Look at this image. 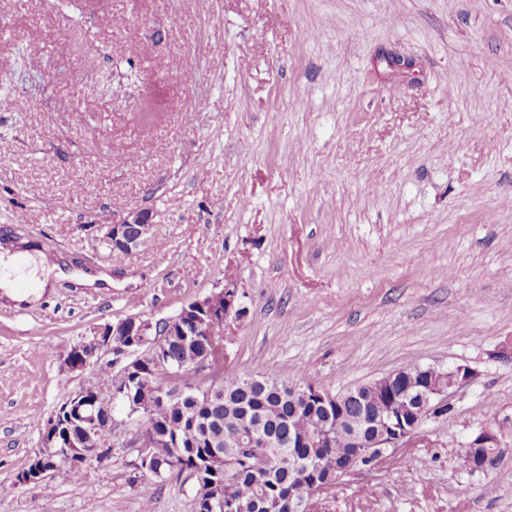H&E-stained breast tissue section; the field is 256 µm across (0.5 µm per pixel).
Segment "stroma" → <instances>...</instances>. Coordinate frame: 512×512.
Here are the masks:
<instances>
[{
  "label": "stroma",
  "mask_w": 512,
  "mask_h": 512,
  "mask_svg": "<svg viewBox=\"0 0 512 512\" xmlns=\"http://www.w3.org/2000/svg\"><path fill=\"white\" fill-rule=\"evenodd\" d=\"M0 235L108 288L0 296V512H194L114 437L50 499L17 477L107 324L236 288L224 371L340 393L409 366L476 376L310 512H512V0H0ZM153 240L111 251L113 220ZM499 423L503 457L460 456ZM153 224V214L150 211L142 210L136 213H130L119 221L113 222L112 226H110L106 232V237L112 244L113 251L131 252L141 243L152 237L151 229ZM127 225H129V231L131 233L135 228L136 231L133 235L125 233V230L128 228Z\"/></svg>",
  "instance_id": "35a3bbf8"
}]
</instances>
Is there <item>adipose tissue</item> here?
Masks as SVG:
<instances>
[{"mask_svg": "<svg viewBox=\"0 0 512 512\" xmlns=\"http://www.w3.org/2000/svg\"><path fill=\"white\" fill-rule=\"evenodd\" d=\"M26 274L30 286L18 292L17 276ZM64 276L62 267L46 257H35L29 251L6 248L0 250V292L10 298L37 301L45 289L54 287Z\"/></svg>", "mask_w": 512, "mask_h": 512, "instance_id": "obj_1", "label": "adipose tissue"}]
</instances>
